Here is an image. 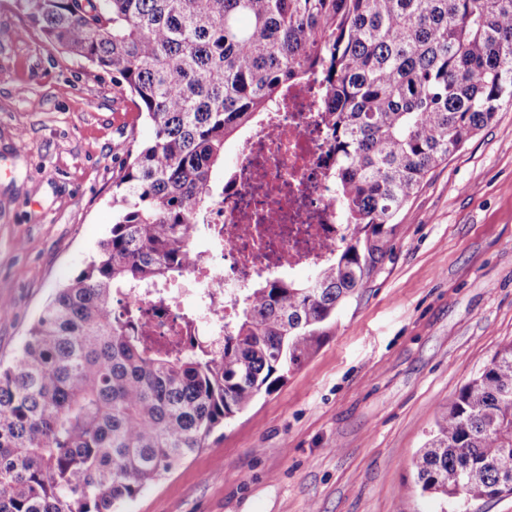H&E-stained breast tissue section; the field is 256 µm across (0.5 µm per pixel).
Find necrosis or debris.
Masks as SVG:
<instances>
[{"label":"necrosis or debris","mask_w":512,"mask_h":512,"mask_svg":"<svg viewBox=\"0 0 512 512\" xmlns=\"http://www.w3.org/2000/svg\"><path fill=\"white\" fill-rule=\"evenodd\" d=\"M327 104L321 79L313 77L289 85L245 128L227 176L197 217L214 229L215 250L194 252L182 278L128 296L147 309L151 340L223 335L257 278L331 263L349 227L336 203ZM189 294L197 310L185 307Z\"/></svg>","instance_id":"4bbe7bcc"}]
</instances>
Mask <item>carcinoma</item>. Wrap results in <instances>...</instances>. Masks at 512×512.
Listing matches in <instances>:
<instances>
[{
  "label": "carcinoma",
  "mask_w": 512,
  "mask_h": 512,
  "mask_svg": "<svg viewBox=\"0 0 512 512\" xmlns=\"http://www.w3.org/2000/svg\"><path fill=\"white\" fill-rule=\"evenodd\" d=\"M42 42L112 72L152 134L127 150L110 236L0 365V512H117L320 345L426 176L512 103V0H16ZM329 93L351 230L303 283L246 289L224 337L151 344L127 288L186 272L224 147L288 82ZM443 501L512 494V343L414 460Z\"/></svg>",
  "instance_id": "1"
}]
</instances>
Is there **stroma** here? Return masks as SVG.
Listing matches in <instances>:
<instances>
[{
	"label": "stroma",
	"instance_id": "stroma-1",
	"mask_svg": "<svg viewBox=\"0 0 512 512\" xmlns=\"http://www.w3.org/2000/svg\"><path fill=\"white\" fill-rule=\"evenodd\" d=\"M0 0V361L107 238L130 141L109 73L46 47ZM391 249L269 394L120 512H441L413 460L439 412L512 343V105L401 207Z\"/></svg>",
	"mask_w": 512,
	"mask_h": 512
}]
</instances>
